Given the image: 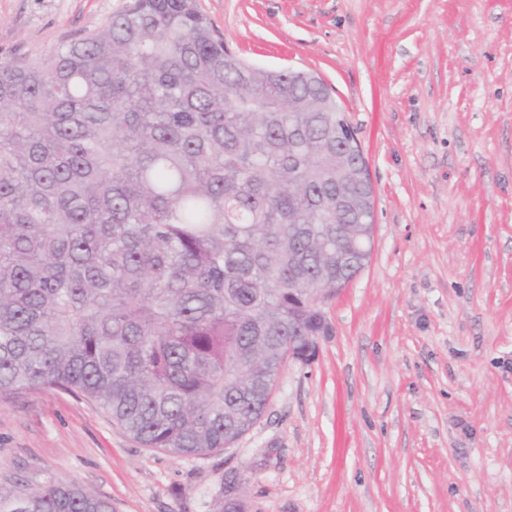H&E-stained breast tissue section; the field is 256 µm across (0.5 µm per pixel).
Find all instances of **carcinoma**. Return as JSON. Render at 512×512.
I'll list each match as a JSON object with an SVG mask.
<instances>
[{"label": "carcinoma", "instance_id": "1", "mask_svg": "<svg viewBox=\"0 0 512 512\" xmlns=\"http://www.w3.org/2000/svg\"><path fill=\"white\" fill-rule=\"evenodd\" d=\"M332 88L249 65L196 0H130L97 33L0 59V394L62 389L146 448H229L288 347L369 258L363 153ZM0 512H111L75 483Z\"/></svg>", "mask_w": 512, "mask_h": 512}]
</instances>
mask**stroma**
Segmentation results:
<instances>
[{"instance_id":"obj_1","label":"stroma","mask_w":512,"mask_h":512,"mask_svg":"<svg viewBox=\"0 0 512 512\" xmlns=\"http://www.w3.org/2000/svg\"><path fill=\"white\" fill-rule=\"evenodd\" d=\"M128 0H0L34 61ZM247 62L320 77L374 187L364 270L231 448H145L64 390L0 396V484L77 483L112 512H512V0H196Z\"/></svg>"}]
</instances>
